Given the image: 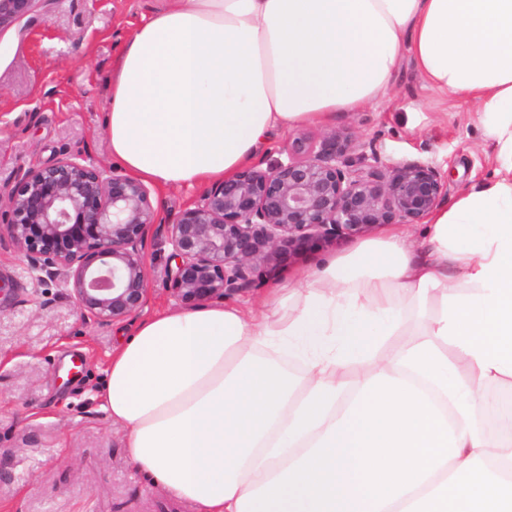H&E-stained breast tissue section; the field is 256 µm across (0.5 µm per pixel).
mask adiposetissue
Segmentation results:
<instances>
[{"label":"adipose tissue","instance_id":"obj_1","mask_svg":"<svg viewBox=\"0 0 512 512\" xmlns=\"http://www.w3.org/2000/svg\"><path fill=\"white\" fill-rule=\"evenodd\" d=\"M406 57L473 105L493 178L420 246L353 242L260 310L156 311L109 357L129 457L200 512H512V426L484 421L512 380V0H178L116 57L106 133L133 177L202 185L382 101Z\"/></svg>","mask_w":512,"mask_h":512}]
</instances>
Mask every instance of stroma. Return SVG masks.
I'll return each mask as SVG.
<instances>
[{
    "label": "stroma",
    "instance_id": "1",
    "mask_svg": "<svg viewBox=\"0 0 512 512\" xmlns=\"http://www.w3.org/2000/svg\"><path fill=\"white\" fill-rule=\"evenodd\" d=\"M167 2L51 0L38 22L0 33V185L65 154L111 162L105 116L114 60L142 18ZM333 125L386 164L431 162L452 196L497 165L472 105L428 88L408 58L383 103L337 113ZM340 250L313 242L283 252L238 303L260 306L270 288ZM170 253L157 241L147 247L143 315L176 306L163 281ZM0 271L17 287L0 305V512H198L145 480L98 397L109 356L136 318L83 321L65 288L38 285L6 245Z\"/></svg>",
    "mask_w": 512,
    "mask_h": 512
}]
</instances>
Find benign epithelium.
Wrapping results in <instances>:
<instances>
[{
  "instance_id": "obj_1",
  "label": "benign epithelium",
  "mask_w": 512,
  "mask_h": 512,
  "mask_svg": "<svg viewBox=\"0 0 512 512\" xmlns=\"http://www.w3.org/2000/svg\"><path fill=\"white\" fill-rule=\"evenodd\" d=\"M46 0H0V33L39 18ZM269 168L245 166L201 193L166 223L152 190L123 169L64 156L29 167L0 208V225L41 285L68 289L82 317L96 324L138 314L149 281L148 240L171 245L164 270L170 296L191 305L232 298L260 282L286 248L337 241L394 221L416 224L444 201L448 186L433 164L387 165L356 152L352 136L327 129L288 143Z\"/></svg>"
}]
</instances>
